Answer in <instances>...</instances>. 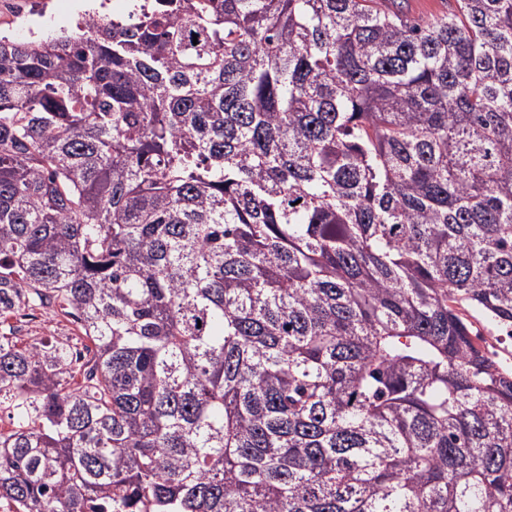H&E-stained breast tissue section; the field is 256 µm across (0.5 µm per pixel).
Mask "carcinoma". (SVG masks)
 <instances>
[{"mask_svg": "<svg viewBox=\"0 0 512 512\" xmlns=\"http://www.w3.org/2000/svg\"><path fill=\"white\" fill-rule=\"evenodd\" d=\"M0 500L512 512V0H144L0 36ZM25 315L23 320H19L20 315ZM7 324L16 329V336L19 343L29 344L35 339L44 337L64 338L75 336L77 333L75 324L67 317L58 314H46L36 312L31 315L27 309H19L10 315ZM468 320L471 323V330L474 336L476 326L472 316L468 317ZM480 324L483 331L477 329L474 338L486 356L501 367H512V327L496 326V331L494 332L484 325L483 322Z\"/></svg>", "mask_w": 512, "mask_h": 512, "instance_id": "carcinoma-1", "label": "carcinoma"}]
</instances>
